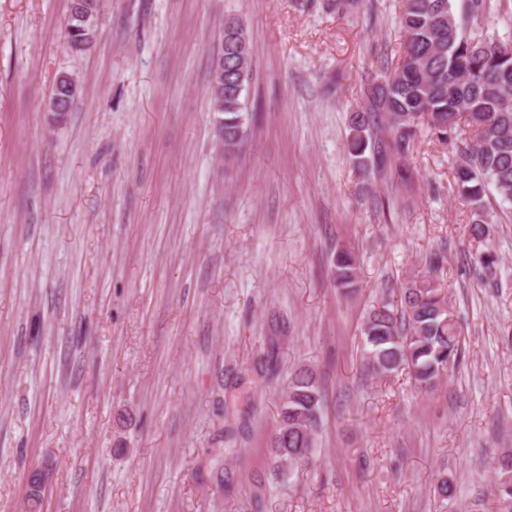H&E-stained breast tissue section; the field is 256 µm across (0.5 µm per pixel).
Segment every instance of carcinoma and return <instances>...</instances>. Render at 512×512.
Returning a JSON list of instances; mask_svg holds the SVG:
<instances>
[{"mask_svg": "<svg viewBox=\"0 0 512 512\" xmlns=\"http://www.w3.org/2000/svg\"><path fill=\"white\" fill-rule=\"evenodd\" d=\"M401 0V33L395 65L380 66L363 104L349 116L348 153L356 165L382 181L411 187L412 149L422 127L452 146L456 166L450 190L467 207L469 231L481 243L489 236L495 191L512 203V42L484 32L491 0ZM100 8L88 17L69 13L66 44L84 52L98 29ZM234 34L224 33V105L211 98L224 120V152L238 153L251 120L247 92L253 76L248 33L234 16ZM489 245L475 255L479 271L492 270ZM337 287L355 291L359 271L352 252L333 258ZM364 367L386 376L405 371L415 386L436 389L462 354V331L442 288L433 278L414 280L400 293V307L372 306L361 325ZM322 383L310 366L296 368L280 398L270 438L274 461L299 466L316 448ZM490 494L496 512H512V450L495 461Z\"/></svg>", "mask_w": 512, "mask_h": 512, "instance_id": "obj_1", "label": "carcinoma"}]
</instances>
